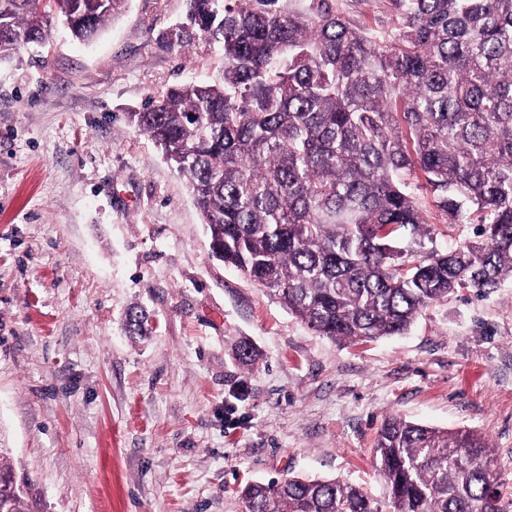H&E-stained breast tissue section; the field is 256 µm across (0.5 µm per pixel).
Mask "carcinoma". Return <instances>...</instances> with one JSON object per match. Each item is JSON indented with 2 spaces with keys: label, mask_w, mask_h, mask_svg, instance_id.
<instances>
[{
  "label": "carcinoma",
  "mask_w": 512,
  "mask_h": 512,
  "mask_svg": "<svg viewBox=\"0 0 512 512\" xmlns=\"http://www.w3.org/2000/svg\"><path fill=\"white\" fill-rule=\"evenodd\" d=\"M124 0H0V60L58 15L92 41ZM186 0L168 34L224 53L130 121L188 180L219 258L320 336L409 331L448 295L512 282V0H389L369 33L337 0ZM449 224L441 246L419 192ZM374 463L387 501L336 479L242 490L246 512H502L486 440L390 416ZM0 512H40L0 448ZM428 221L433 226L438 242L456 244L468 240L473 234L472 224H446L441 216L431 207L429 198L420 195Z\"/></svg>",
  "instance_id": "cac0c4a2"
}]
</instances>
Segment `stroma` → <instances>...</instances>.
Returning a JSON list of instances; mask_svg holds the SVG:
<instances>
[{"mask_svg": "<svg viewBox=\"0 0 512 512\" xmlns=\"http://www.w3.org/2000/svg\"><path fill=\"white\" fill-rule=\"evenodd\" d=\"M185 14L124 0L89 44L54 18L47 45L0 62V446L42 512H243L246 482L296 475L379 499L391 415L484 436L512 512V282L345 344L225 265L186 178L129 118L220 78L219 50L165 42Z\"/></svg>", "mask_w": 512, "mask_h": 512, "instance_id": "stroma-1", "label": "stroma"}]
</instances>
